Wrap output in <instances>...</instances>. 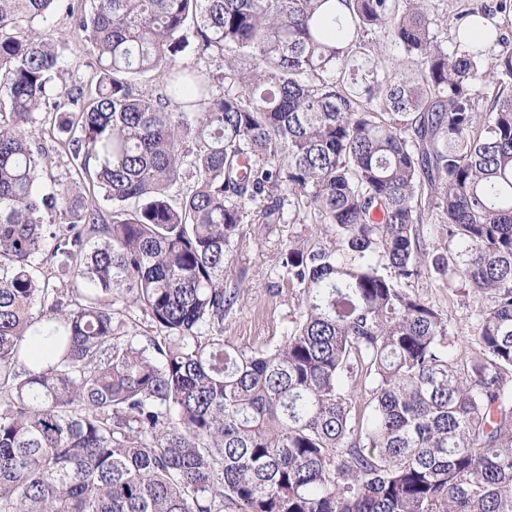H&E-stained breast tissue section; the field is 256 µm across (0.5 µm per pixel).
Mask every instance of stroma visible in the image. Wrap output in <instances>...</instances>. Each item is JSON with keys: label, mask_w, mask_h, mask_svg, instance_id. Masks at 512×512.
Wrapping results in <instances>:
<instances>
[{"label": "stroma", "mask_w": 512, "mask_h": 512, "mask_svg": "<svg viewBox=\"0 0 512 512\" xmlns=\"http://www.w3.org/2000/svg\"><path fill=\"white\" fill-rule=\"evenodd\" d=\"M471 5V0H427L432 32L448 51L458 48L449 19ZM41 31L44 37L57 43L64 58L63 67L54 78L58 88L91 80L95 72L94 57L72 28L65 11L55 13L42 24ZM306 231V225L298 223L290 205L285 206L284 222L274 232H266L258 224L242 225L237 266L245 270L246 279L235 314L224 322V335L235 344L252 347L278 343L299 318V296L280 277L277 253L283 242ZM415 291L447 314L458 354H474L476 342L468 325L471 297L461 290L443 288L430 276L420 280Z\"/></svg>", "instance_id": "1"}]
</instances>
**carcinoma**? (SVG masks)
Here are the masks:
<instances>
[{"label":"carcinoma","mask_w":512,"mask_h":512,"mask_svg":"<svg viewBox=\"0 0 512 512\" xmlns=\"http://www.w3.org/2000/svg\"><path fill=\"white\" fill-rule=\"evenodd\" d=\"M61 2L0 0V512H512V53H448L425 0H92L95 76L59 91ZM47 117L71 169L42 194ZM288 195L300 318L237 346L240 226ZM429 272L476 303L465 360ZM368 37L370 41H373L382 50L381 74L383 72L391 74L399 69H412L416 67V64L407 59V54L402 45L393 41L387 31L375 30ZM499 76L492 71H488L483 81L474 87L475 97L478 99L481 111L489 108L498 89Z\"/></svg>","instance_id":"1"}]
</instances>
